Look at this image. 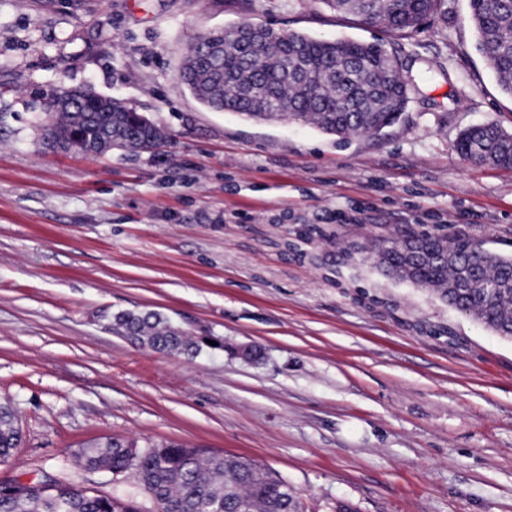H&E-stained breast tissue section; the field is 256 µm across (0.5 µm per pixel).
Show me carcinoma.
Masks as SVG:
<instances>
[{
  "instance_id": "carcinoma-1",
  "label": "carcinoma",
  "mask_w": 512,
  "mask_h": 512,
  "mask_svg": "<svg viewBox=\"0 0 512 512\" xmlns=\"http://www.w3.org/2000/svg\"><path fill=\"white\" fill-rule=\"evenodd\" d=\"M441 0H323L329 8L381 25L394 35L415 31L437 13ZM470 20L477 49L487 60L502 91L512 95V0H470ZM254 26L242 22L240 32L226 38L224 30L196 36L185 58L179 82L196 99L217 112H233L256 121L286 116L314 125L325 134H381L395 124L408 103V87L396 56L379 44L354 40L328 41L301 32L279 37L259 25L264 37L244 36ZM86 112L48 107L51 124L44 135L62 150L102 154L97 140L118 131L127 143L122 149L150 151L165 143L156 125L143 127L137 112L116 97L96 96L84 102ZM465 160L512 168V133L496 123L463 130L456 142ZM459 252L450 263L421 262L403 273V255L383 247L379 265L388 274L422 288H432L453 307L496 334L512 338V257L479 255L474 243L458 240ZM474 263L481 288L468 296L450 289L459 267ZM113 329L143 345L180 355L200 345L182 329L160 317L121 313ZM21 440L11 408L0 406V462ZM90 468L130 472L153 504L151 512H302L295 490L287 481L248 459L214 454L182 444L142 446L118 440L82 449ZM0 512H143L132 494L99 495L89 488L46 475L24 483H0Z\"/></svg>"
}]
</instances>
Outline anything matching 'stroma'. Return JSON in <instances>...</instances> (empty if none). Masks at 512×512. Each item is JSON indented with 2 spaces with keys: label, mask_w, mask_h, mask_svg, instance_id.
<instances>
[{
  "label": "stroma",
  "mask_w": 512,
  "mask_h": 512,
  "mask_svg": "<svg viewBox=\"0 0 512 512\" xmlns=\"http://www.w3.org/2000/svg\"><path fill=\"white\" fill-rule=\"evenodd\" d=\"M243 21L381 44L401 119L339 138L206 108L178 80L188 48ZM61 85L123 99L167 143L50 147ZM490 122L512 130V96L468 0L403 38L322 0H0V404L21 431L0 481L109 494L132 478L82 448L175 442L271 469L304 512H512V339L377 263L417 231L512 254V169L455 149ZM121 312L224 345L161 352L115 333Z\"/></svg>",
  "instance_id": "1"
}]
</instances>
